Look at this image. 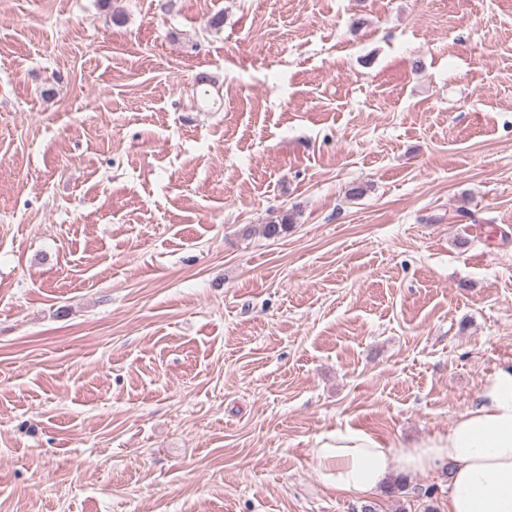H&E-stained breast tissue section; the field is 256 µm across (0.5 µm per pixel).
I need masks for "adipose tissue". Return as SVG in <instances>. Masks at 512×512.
I'll use <instances>...</instances> for the list:
<instances>
[{"label": "adipose tissue", "instance_id": "obj_1", "mask_svg": "<svg viewBox=\"0 0 512 512\" xmlns=\"http://www.w3.org/2000/svg\"><path fill=\"white\" fill-rule=\"evenodd\" d=\"M311 454L324 483L348 497L372 496L401 473L426 476L446 466V512H512V365L485 380L447 434L386 443L340 428Z\"/></svg>", "mask_w": 512, "mask_h": 512}]
</instances>
